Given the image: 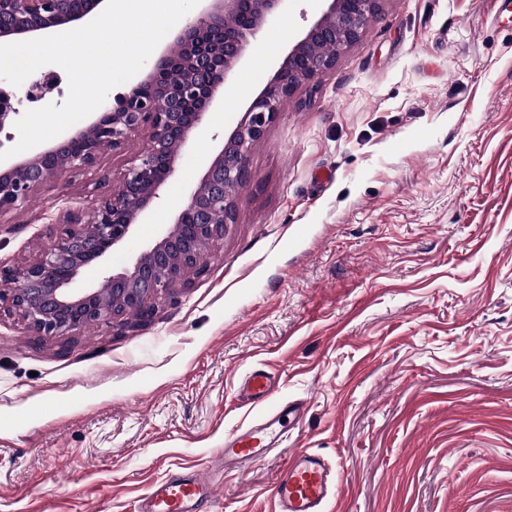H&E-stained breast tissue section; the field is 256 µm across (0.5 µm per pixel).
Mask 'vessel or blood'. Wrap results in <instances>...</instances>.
I'll return each instance as SVG.
<instances>
[{
	"label": "vessel or blood",
	"instance_id": "b4317fda",
	"mask_svg": "<svg viewBox=\"0 0 512 512\" xmlns=\"http://www.w3.org/2000/svg\"><path fill=\"white\" fill-rule=\"evenodd\" d=\"M273 391L270 376L256 371L243 382L244 402L267 404L268 409L257 424L226 439L218 461L230 468L261 458L282 441L288 427L300 422L307 404L302 400L270 404ZM337 494L329 462L320 454L300 452L293 455L275 482L274 496L278 512H325L329 500ZM211 483L199 475L173 474L153 485L143 512H204L213 499Z\"/></svg>",
	"mask_w": 512,
	"mask_h": 512
}]
</instances>
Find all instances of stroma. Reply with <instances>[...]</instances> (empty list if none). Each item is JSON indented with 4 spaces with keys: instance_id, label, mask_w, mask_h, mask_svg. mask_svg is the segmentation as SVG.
<instances>
[{
    "instance_id": "stroma-1",
    "label": "stroma",
    "mask_w": 512,
    "mask_h": 512,
    "mask_svg": "<svg viewBox=\"0 0 512 512\" xmlns=\"http://www.w3.org/2000/svg\"><path fill=\"white\" fill-rule=\"evenodd\" d=\"M284 0L251 42L126 246L168 228L273 72L319 16ZM65 173L0 222V263L55 242L61 209L91 218L100 173ZM238 219L208 269L144 319L36 336L0 316V512H134L156 482L199 473L210 512H276L294 453L325 455L326 512H512V15L499 0H385L333 67L284 103L250 156ZM305 400L287 442L221 470L252 424L240 386ZM273 382L270 376L263 371H256L249 375L242 383V400L246 404L260 405L272 396Z\"/></svg>"
}]
</instances>
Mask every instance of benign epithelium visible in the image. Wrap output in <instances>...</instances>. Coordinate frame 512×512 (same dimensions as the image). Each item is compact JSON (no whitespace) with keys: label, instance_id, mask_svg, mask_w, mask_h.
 <instances>
[{"label":"benign epithelium","instance_id":"obj_1","mask_svg":"<svg viewBox=\"0 0 512 512\" xmlns=\"http://www.w3.org/2000/svg\"><path fill=\"white\" fill-rule=\"evenodd\" d=\"M105 0H0V44L46 36L59 27L97 17ZM283 0H202L192 21L167 45L150 73L125 86L117 105L108 100L80 128L55 144L0 168V220L67 172L98 166L102 152L124 150L145 132L146 144L119 183L97 199L91 220L74 210L60 215L57 241L18 267L0 265V310L17 313L38 336H71L89 325L109 326L125 315L149 316L153 303L207 269L198 243L224 239L237 223L236 191L252 178L250 155L283 104L336 62L378 16L385 0H324L327 7L292 47L237 122L167 231L132 267L101 277L100 286L76 288L92 262L121 248L135 224L174 179L191 135L207 118L216 94L252 39ZM334 46L336 51L328 48ZM52 80L0 90V130L16 113L17 94L42 102Z\"/></svg>","mask_w":512,"mask_h":512}]
</instances>
